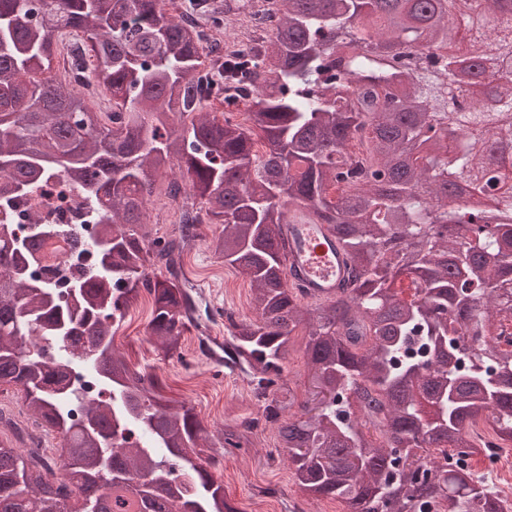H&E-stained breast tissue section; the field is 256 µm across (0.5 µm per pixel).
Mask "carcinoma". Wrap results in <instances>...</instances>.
<instances>
[{
	"instance_id": "obj_1",
	"label": "carcinoma",
	"mask_w": 512,
	"mask_h": 512,
	"mask_svg": "<svg viewBox=\"0 0 512 512\" xmlns=\"http://www.w3.org/2000/svg\"><path fill=\"white\" fill-rule=\"evenodd\" d=\"M165 1L0 0V199L63 177L100 224L64 297L28 269L43 235L0 226V387L61 436L47 460L0 436V512H70L76 499L103 512L105 496L119 512H234L215 472L251 443L254 419L210 438L113 345L148 287L150 335L184 361L199 324L178 259L203 224L222 225L214 253L253 287L255 318L225 325V359L248 375L310 499L509 512L471 461L490 437L512 443V349L500 348L512 342V14L498 0H271L272 26L226 58L210 37L224 12L192 0L173 15ZM42 8L52 25L31 19ZM336 30L339 45L325 37ZM67 36L63 83L52 66ZM467 56L489 62L492 97L451 102L444 76ZM85 77L108 106H88ZM226 85L243 123L201 105ZM186 112L198 120L178 132L170 115ZM450 115L457 133H433ZM158 176L190 217L177 238L148 227ZM292 204L345 247L351 279L327 304L288 284ZM404 279L410 299L394 288ZM300 329L312 392L298 416L284 370ZM58 340L108 391L78 419L68 364L41 358Z\"/></svg>"
}]
</instances>
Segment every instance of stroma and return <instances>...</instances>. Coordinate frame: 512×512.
Returning a JSON list of instances; mask_svg holds the SVG:
<instances>
[{
  "mask_svg": "<svg viewBox=\"0 0 512 512\" xmlns=\"http://www.w3.org/2000/svg\"><path fill=\"white\" fill-rule=\"evenodd\" d=\"M219 232L213 224L200 226L183 254L184 271L203 304L224 306L242 318L251 316L249 281L214 253L213 239ZM149 320V309L132 304L124 334L115 346L132 365L161 377L164 397L187 402L211 432L221 429L231 415L257 411L247 379L200 354L196 333L186 334L185 360L180 363L157 349L148 334ZM222 472L224 493L239 512H293L297 507L302 512H344L338 501H307L270 430L259 434L252 447L226 453Z\"/></svg>",
  "mask_w": 512,
  "mask_h": 512,
  "instance_id": "stroma-1",
  "label": "stroma"
}]
</instances>
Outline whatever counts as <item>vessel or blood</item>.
<instances>
[{"label":"vessel or blood","instance_id":"obj_1","mask_svg":"<svg viewBox=\"0 0 512 512\" xmlns=\"http://www.w3.org/2000/svg\"><path fill=\"white\" fill-rule=\"evenodd\" d=\"M287 272L291 286L303 289L308 298H332L346 275V255L340 242L301 206L288 209Z\"/></svg>","mask_w":512,"mask_h":512}]
</instances>
